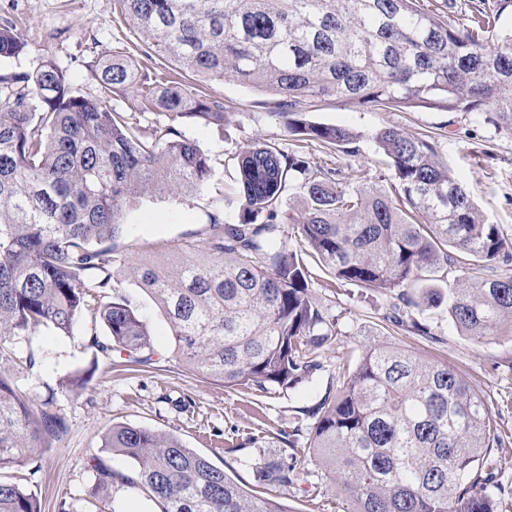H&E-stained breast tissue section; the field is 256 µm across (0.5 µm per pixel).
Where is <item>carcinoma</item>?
Instances as JSON below:
<instances>
[{"label":"carcinoma","instance_id":"1","mask_svg":"<svg viewBox=\"0 0 512 512\" xmlns=\"http://www.w3.org/2000/svg\"><path fill=\"white\" fill-rule=\"evenodd\" d=\"M140 50L201 81L232 79L280 96L288 135L328 150L353 143L348 127L306 118L312 103L396 104L445 112H490L512 131V32L492 40L499 14L471 0L467 22L445 20L419 0H115ZM26 41L0 25V58ZM95 93L73 87L49 56L32 72L5 77L0 96V365L14 342L46 328L70 336L92 304L106 335L90 346L106 357L154 363L146 321L119 292L116 268L157 302L191 372L226 388H293L321 369L338 335L336 317L313 299L311 270L280 240L279 204L288 183L302 208L289 217L306 256L342 283L382 292L385 319L437 338L415 294L426 273H458L448 317L465 336L488 339L512 326V240L476 208L441 165L433 142L391 128L371 134L389 159L387 185H368L360 167H323L301 152L254 145L238 159L239 222L210 218L199 254L133 263L116 253L118 217L144 196L198 191L212 177L189 124L224 123V102L198 98L164 75L139 72L115 46L97 59ZM132 93L153 127L110 104ZM489 270L473 276L471 261ZM94 367L65 381L82 390ZM308 451L343 491L344 512H498L482 476L500 444L489 401L446 363L380 341L361 344L342 382L311 411ZM67 430L47 399L17 390L0 370V512H42L14 471L39 459ZM104 448L130 458V474L91 459L95 500L114 486L141 490L160 512H289L251 494L174 435L118 424ZM257 482L290 487L295 466L256 459Z\"/></svg>","mask_w":512,"mask_h":512}]
</instances>
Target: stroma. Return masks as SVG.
<instances>
[{
  "instance_id": "stroma-1",
  "label": "stroma",
  "mask_w": 512,
  "mask_h": 512,
  "mask_svg": "<svg viewBox=\"0 0 512 512\" xmlns=\"http://www.w3.org/2000/svg\"><path fill=\"white\" fill-rule=\"evenodd\" d=\"M4 22L22 31L27 46L19 58L0 59V76L33 71L49 55L66 70L72 85L86 92L95 88L92 65L98 51L135 39L125 20L114 12L113 0H0V24ZM136 61L145 73L165 70L171 80L191 86L197 94L222 99L226 117L220 126L191 124L185 129L210 158L213 177L207 189L146 196L123 213L126 231L116 245L130 259L160 260L176 249L202 244L212 212L223 211L226 223L238 222L241 203L235 186L242 148L254 143L283 151L299 147L318 164L363 166L375 183L387 175L388 160L371 135L384 128L414 139H434L439 160L472 194L479 211L490 223L500 225L505 235H512V132L498 128L485 115L315 103L309 120L359 133L348 155L328 151L315 141L300 145L292 140L276 95L231 80L203 82L157 56L140 54ZM310 288L314 298L337 316L341 333L322 352L323 370L295 387L263 397L189 372L173 351L166 317L128 278L122 279L121 292L148 321L155 350L151 368L129 370L124 365L129 354L123 350L108 358L96 357L89 337L105 335L106 328L89 313L73 335L41 329L21 343L20 353L33 355L35 365L17 374L18 387L40 399L52 398L54 410L68 425L30 479L42 512H58L63 502L73 512H91L84 493L92 484V457H103L116 471H133L131 460L102 446L115 424L173 434L185 447L224 468L234 481L248 486L255 484L251 469L255 457L284 459L307 470L306 480L288 488L267 485L260 488V495L279 498L290 512H337L340 499L327 472L277 433L308 432L310 410L335 386L343 363L358 358V332L365 327L425 359L448 363L488 397L503 444L492 453L493 480L487 491L497 499L498 512H512V330L503 329L501 335L484 341L472 339L455 329L442 305L422 313L437 334L432 340L385 322L386 298L376 290L340 283L321 269L315 270ZM91 364L96 371L85 390L64 387L68 376ZM253 436L265 437L264 448L250 444Z\"/></svg>"
}]
</instances>
